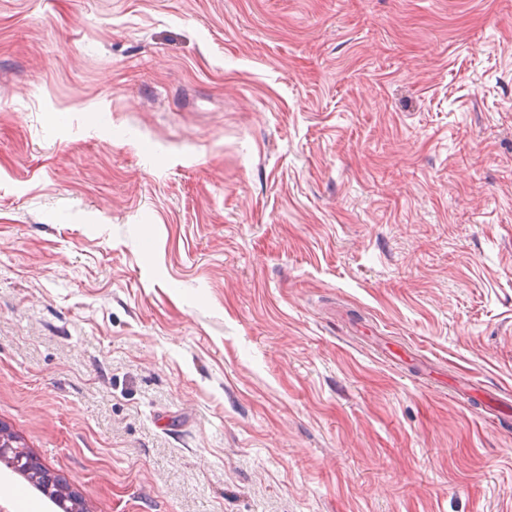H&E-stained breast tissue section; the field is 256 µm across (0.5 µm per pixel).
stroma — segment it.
<instances>
[{
	"mask_svg": "<svg viewBox=\"0 0 512 512\" xmlns=\"http://www.w3.org/2000/svg\"><path fill=\"white\" fill-rule=\"evenodd\" d=\"M0 423L85 512H512V0H0Z\"/></svg>",
	"mask_w": 512,
	"mask_h": 512,
	"instance_id": "obj_1",
	"label": "stroma"
}]
</instances>
